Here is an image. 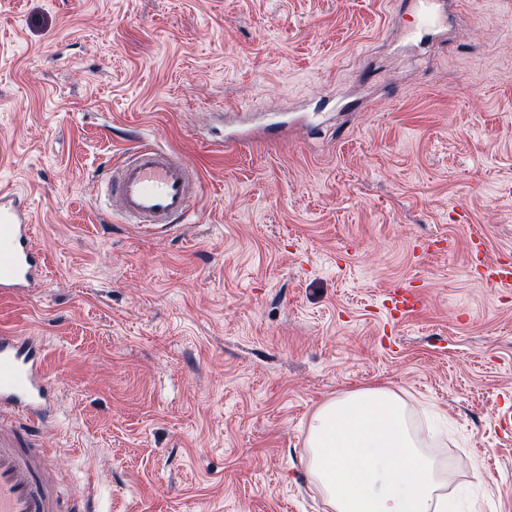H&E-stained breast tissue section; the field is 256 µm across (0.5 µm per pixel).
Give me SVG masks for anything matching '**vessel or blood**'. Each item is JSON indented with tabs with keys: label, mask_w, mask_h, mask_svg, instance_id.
Segmentation results:
<instances>
[{
	"label": "vessel or blood",
	"mask_w": 512,
	"mask_h": 512,
	"mask_svg": "<svg viewBox=\"0 0 512 512\" xmlns=\"http://www.w3.org/2000/svg\"><path fill=\"white\" fill-rule=\"evenodd\" d=\"M439 0H415L414 30L439 23ZM112 206L142 232L172 228L192 208L200 193L197 170L159 146L132 148L108 180ZM36 229L27 202L0 191V302L29 294L47 275L44 255L34 245ZM472 274L501 288H512V265L486 259ZM423 305L421 294L397 287L387 294V308L408 316ZM44 347L33 336L0 322V512H60V495L51 481L54 459L38 438L57 398L44 366Z\"/></svg>",
	"instance_id": "obj_1"
}]
</instances>
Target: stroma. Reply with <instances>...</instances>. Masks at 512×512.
<instances>
[{
	"mask_svg": "<svg viewBox=\"0 0 512 512\" xmlns=\"http://www.w3.org/2000/svg\"><path fill=\"white\" fill-rule=\"evenodd\" d=\"M0 0V190L43 288L0 304L58 399L38 435L88 512H328L305 431L399 393L448 512H512V0ZM251 125L279 133L226 147ZM194 165L186 224L98 202L139 142ZM407 286L425 306L391 316ZM417 9L414 12V28L413 33H422L432 30L439 23V14L437 4L439 0H414ZM481 267V268H480ZM472 274L482 280L491 282L499 288H512V265L489 261L486 257L471 269Z\"/></svg>",
	"mask_w": 512,
	"mask_h": 512,
	"instance_id": "35a3bbf8",
	"label": "stroma"
}]
</instances>
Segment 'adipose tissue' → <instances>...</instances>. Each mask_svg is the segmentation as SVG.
Segmentation results:
<instances>
[{
	"label": "adipose tissue",
	"mask_w": 512,
	"mask_h": 512,
	"mask_svg": "<svg viewBox=\"0 0 512 512\" xmlns=\"http://www.w3.org/2000/svg\"><path fill=\"white\" fill-rule=\"evenodd\" d=\"M306 447L309 474L330 512H447L444 470L394 391L360 389L327 400L309 418Z\"/></svg>",
	"instance_id": "1"
}]
</instances>
